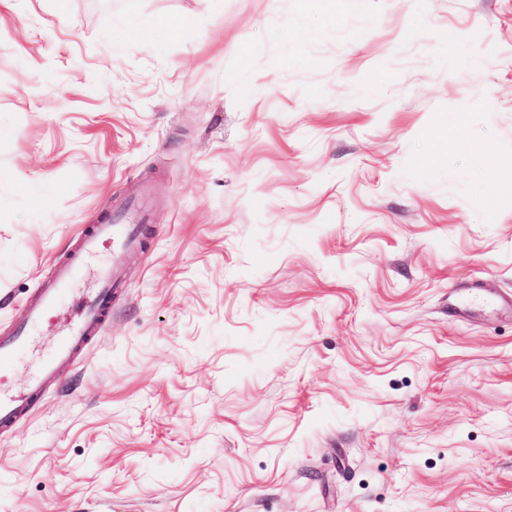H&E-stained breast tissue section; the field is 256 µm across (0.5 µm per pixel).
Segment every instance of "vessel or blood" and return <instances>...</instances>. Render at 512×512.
<instances>
[{"label":"vessel or blood","mask_w":512,"mask_h":512,"mask_svg":"<svg viewBox=\"0 0 512 512\" xmlns=\"http://www.w3.org/2000/svg\"><path fill=\"white\" fill-rule=\"evenodd\" d=\"M138 211V204L127 205L105 222L82 232L73 260L57 266L37 295L28 302L25 323L0 335V378H3L31 352L34 329L45 317L58 311L71 281L83 265L101 246L110 248L111 264L101 275L97 288L86 299L79 319L58 335L50 350L37 359L24 385L13 388L0 386V430L11 427L24 416L43 396L45 379L55 374L61 366L72 362L99 332L106 308L124 286L123 258L140 243V226L131 219L132 214Z\"/></svg>","instance_id":"obj_1"}]
</instances>
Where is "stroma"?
<instances>
[{"label": "stroma", "instance_id": "stroma-1", "mask_svg": "<svg viewBox=\"0 0 512 512\" xmlns=\"http://www.w3.org/2000/svg\"><path fill=\"white\" fill-rule=\"evenodd\" d=\"M300 2L0 0V334L149 195L0 512H512V0Z\"/></svg>", "mask_w": 512, "mask_h": 512}]
</instances>
